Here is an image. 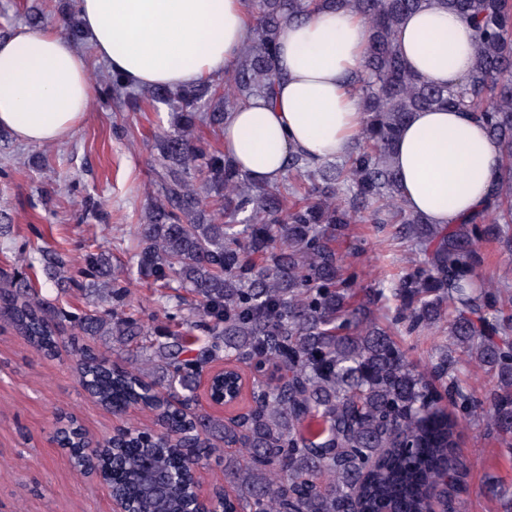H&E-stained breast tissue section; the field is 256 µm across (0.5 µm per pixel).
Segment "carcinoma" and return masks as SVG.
Returning a JSON list of instances; mask_svg holds the SVG:
<instances>
[{
    "mask_svg": "<svg viewBox=\"0 0 512 512\" xmlns=\"http://www.w3.org/2000/svg\"><path fill=\"white\" fill-rule=\"evenodd\" d=\"M430 0H248L253 30L235 69L197 85L136 93L112 74L117 100L178 103L176 131L153 144L156 192L137 224V274L162 288L169 312L172 284L195 297L174 309L185 333L158 345L162 390L144 370L118 367L78 349L76 372L89 395L110 407L140 398L150 406L189 408L195 381L220 360L279 374L257 381L236 421L169 408V431L135 434L115 449L111 483L138 499L145 461L169 471L175 451L208 459L213 440L247 450L224 456V480L235 489L230 512H429L432 493L448 487V512H460L458 483L466 470L453 452L460 418H487L512 436V296L476 289L477 243L490 225L512 224V0H437L468 19L474 59L453 87L429 84L407 68L394 37L404 18ZM349 10L366 22L369 52L354 81L363 112L360 140L342 162H288L279 184L252 182L224 153L194 138L197 124L223 132L229 112L272 95L279 37L288 24L325 10ZM467 112L501 147V163L484 204L461 223H427L402 207L391 164L393 145L415 112ZM401 225L422 259L391 289L396 322L413 334L445 322L453 352L440 350L417 368L372 318L385 289L360 293L342 277L332 242L353 215ZM260 255L265 265L256 266ZM103 279L104 314L47 310L20 279L0 296V310L32 344L50 355L56 336L146 342L152 331L127 311L133 278L112 274L109 256L87 253L70 280ZM200 330L204 336L194 335ZM461 353L494 371L500 389L482 400L457 375ZM184 492L169 484L162 512H182Z\"/></svg>",
    "mask_w": 512,
    "mask_h": 512,
    "instance_id": "cac0c4a2",
    "label": "carcinoma"
}]
</instances>
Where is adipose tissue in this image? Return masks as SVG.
<instances>
[{"label": "adipose tissue", "instance_id": "1", "mask_svg": "<svg viewBox=\"0 0 512 512\" xmlns=\"http://www.w3.org/2000/svg\"><path fill=\"white\" fill-rule=\"evenodd\" d=\"M78 14L98 59L136 89L191 86L233 69L251 27L244 0H78ZM395 43L432 84H459L472 66L468 22L433 0L404 19ZM367 47L364 20L345 10L288 25L279 40L286 77L273 99L225 116V155L262 184L279 182L298 151L318 163L347 157L363 122L350 78ZM97 92L66 34L24 26L0 39V127L18 142L67 138ZM500 161V147L470 114L447 109L414 113L391 155L405 209L443 227L481 205Z\"/></svg>", "mask_w": 512, "mask_h": 512}]
</instances>
